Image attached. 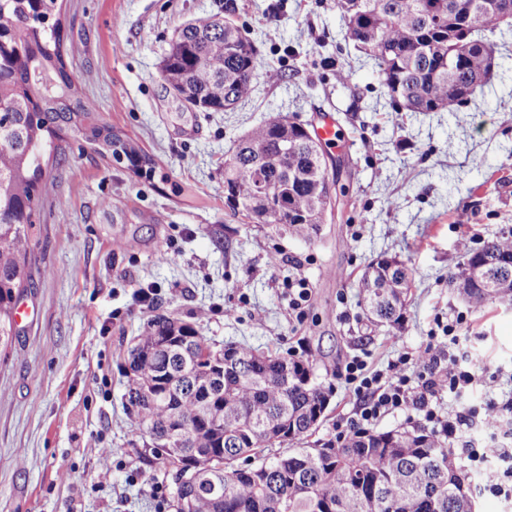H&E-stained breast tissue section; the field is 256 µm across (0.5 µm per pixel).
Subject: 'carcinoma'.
I'll return each instance as SVG.
<instances>
[{"mask_svg":"<svg viewBox=\"0 0 512 512\" xmlns=\"http://www.w3.org/2000/svg\"><path fill=\"white\" fill-rule=\"evenodd\" d=\"M58 0H0V353L18 335L16 310L34 284L31 228L40 206L43 157L80 138L114 156L120 138L84 105L66 62ZM512 0H336L346 38L375 60L389 105L455 111L493 74L487 37L512 22ZM226 0L218 18L185 25L171 40L161 78L194 112L229 109L252 92L263 63ZM301 124L270 116L224 157V194L263 183L241 213L252 224L319 230L320 200L335 187ZM288 141V152L283 142ZM468 270L512 272V242L495 237L464 250ZM411 270L370 264L359 283L371 326L400 325ZM459 294L475 309L504 300L467 275ZM126 401L134 424L171 467L173 512H474L465 476L445 442L421 429L359 431L309 448L268 454L312 434L324 400L313 362L243 344L218 346L194 325L158 314L126 354ZM241 459L255 460L240 465Z\"/></svg>","mask_w":512,"mask_h":512,"instance_id":"obj_1","label":"carcinoma"}]
</instances>
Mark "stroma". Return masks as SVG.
Listing matches in <instances>:
<instances>
[{
    "instance_id": "1",
    "label": "stroma",
    "mask_w": 512,
    "mask_h": 512,
    "mask_svg": "<svg viewBox=\"0 0 512 512\" xmlns=\"http://www.w3.org/2000/svg\"><path fill=\"white\" fill-rule=\"evenodd\" d=\"M67 61L88 109L147 160L102 156L71 140L47 166L34 228L28 315L0 361V512H170L154 484L169 468L135 431L123 399L128 342L153 315L193 324L217 344L285 356L320 352L330 392L315 434L359 421L363 399L337 373L357 360L391 377L404 356L452 325L489 382L437 398L445 417L512 398V302L474 309L458 294L461 236L512 237V37L488 83L454 112H397L374 60L345 37L336 0H236L237 24L275 80L258 76L234 109L190 112L161 79L186 22L224 0H63ZM345 140L330 157L340 192L317 238L257 231L224 202V156L270 114ZM466 223H459V214ZM395 257L413 272L399 327L362 320L357 279ZM345 279L328 278L329 270ZM311 292L303 315L293 285ZM112 451L101 481L100 451Z\"/></svg>"
}]
</instances>
